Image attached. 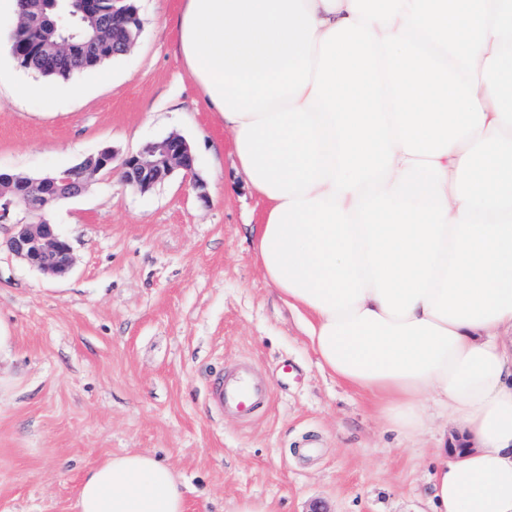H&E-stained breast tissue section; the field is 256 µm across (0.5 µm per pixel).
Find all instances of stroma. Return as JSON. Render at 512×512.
<instances>
[{"mask_svg":"<svg viewBox=\"0 0 512 512\" xmlns=\"http://www.w3.org/2000/svg\"><path fill=\"white\" fill-rule=\"evenodd\" d=\"M183 4L137 0L129 53L48 82L14 60L16 14L0 0V169L62 171L171 133L196 161L194 177L146 193L115 173L62 202L53 220L75 257L66 277L0 254V327L13 343L0 364V512H74L85 473L126 452L170 466L187 512H237L246 500L270 512H431L447 420L434 413L415 436L390 429L322 371L302 318L264 280L251 236L264 205L180 58ZM241 362L273 393L249 421L206 402L210 369ZM310 437L320 446L308 456Z\"/></svg>","mask_w":512,"mask_h":512,"instance_id":"1","label":"stroma"}]
</instances>
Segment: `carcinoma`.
Instances as JSON below:
<instances>
[{
  "mask_svg": "<svg viewBox=\"0 0 512 512\" xmlns=\"http://www.w3.org/2000/svg\"><path fill=\"white\" fill-rule=\"evenodd\" d=\"M16 2L36 19L12 31L11 53L21 68L51 79H68L77 73L93 70L112 58V24H117L119 32L124 27L136 30L141 26L134 0H97V10L89 9L87 0H67L66 6L59 5L52 10L48 9V0ZM70 33H77L85 39L96 37L103 44L102 52L70 66L57 65L33 53L36 47Z\"/></svg>",
  "mask_w": 512,
  "mask_h": 512,
  "instance_id": "cac0c4a2",
  "label": "carcinoma"
}]
</instances>
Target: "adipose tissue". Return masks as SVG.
<instances>
[{"label": "adipose tissue", "mask_w": 512, "mask_h": 512, "mask_svg": "<svg viewBox=\"0 0 512 512\" xmlns=\"http://www.w3.org/2000/svg\"><path fill=\"white\" fill-rule=\"evenodd\" d=\"M183 60L267 202L264 278L324 372L464 450L433 512H512V0H186ZM76 512H186L142 453Z\"/></svg>", "instance_id": "1"}]
</instances>
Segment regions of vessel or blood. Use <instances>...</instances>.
<instances>
[{
	"label": "vessel or blood",
	"mask_w": 512,
	"mask_h": 512,
	"mask_svg": "<svg viewBox=\"0 0 512 512\" xmlns=\"http://www.w3.org/2000/svg\"><path fill=\"white\" fill-rule=\"evenodd\" d=\"M209 398L219 411L249 420L268 408L272 393L254 379L247 365L241 364L212 383Z\"/></svg>",
	"instance_id": "obj_1"
}]
</instances>
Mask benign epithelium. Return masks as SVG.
Returning a JSON list of instances; mask_svg holds the SVG:
<instances>
[{
	"label": "benign epithelium",
	"mask_w": 512,
	"mask_h": 512,
	"mask_svg": "<svg viewBox=\"0 0 512 512\" xmlns=\"http://www.w3.org/2000/svg\"><path fill=\"white\" fill-rule=\"evenodd\" d=\"M39 53L62 65L70 63L73 55L67 41L45 43ZM114 162L115 151L106 147L59 173L26 176L0 170V184L10 185L13 192L8 198L0 192V222L16 210L28 217L12 225L10 235L0 240V249L46 276L62 278L71 271L74 255L71 243L51 220L58 200L81 195L95 177L110 175L114 169L126 184L145 193L177 172L193 175L195 159L186 139L172 133L122 158L119 167H113Z\"/></svg>",
	"instance_id": "7a95c632"
}]
</instances>
